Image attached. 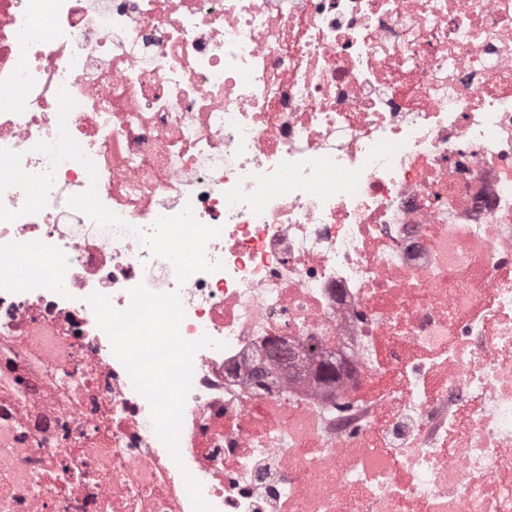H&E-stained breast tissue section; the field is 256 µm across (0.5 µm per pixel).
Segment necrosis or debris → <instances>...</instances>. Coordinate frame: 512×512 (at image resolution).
<instances>
[{
  "mask_svg": "<svg viewBox=\"0 0 512 512\" xmlns=\"http://www.w3.org/2000/svg\"><path fill=\"white\" fill-rule=\"evenodd\" d=\"M178 293L173 460L86 298ZM301 356L270 390L279 337ZM512 512V0H0V512Z\"/></svg>",
  "mask_w": 512,
  "mask_h": 512,
  "instance_id": "4bbe7bcc",
  "label": "necrosis or debris"
}]
</instances>
